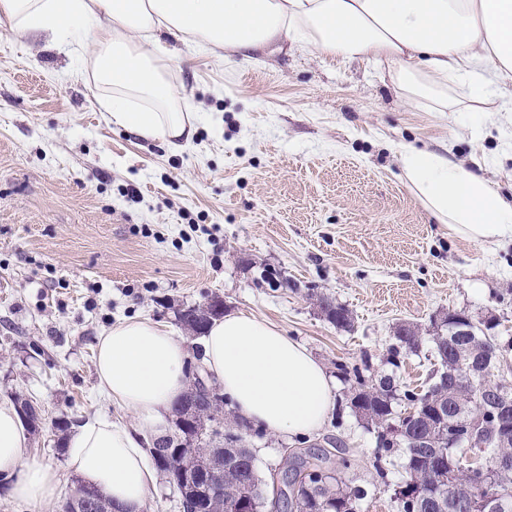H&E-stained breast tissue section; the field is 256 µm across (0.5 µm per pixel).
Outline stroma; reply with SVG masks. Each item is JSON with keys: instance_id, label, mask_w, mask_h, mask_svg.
Segmentation results:
<instances>
[{"instance_id": "stroma-1", "label": "stroma", "mask_w": 512, "mask_h": 512, "mask_svg": "<svg viewBox=\"0 0 512 512\" xmlns=\"http://www.w3.org/2000/svg\"><path fill=\"white\" fill-rule=\"evenodd\" d=\"M171 80L196 115L173 154L115 126L81 52L0 25V399H30L48 421L29 460L60 475L56 500L0 512H62L79 487L51 425L106 415L128 420L97 388L99 336L131 318L176 336L185 306L223 296L227 313L283 329L325 366L337 400L315 434L254 436L265 480L284 482L294 451L331 450V468L370 495L357 512H394L404 471L379 477L376 436L349 408L367 384L395 374L423 385L424 356L391 359L393 328H425L451 311L492 319L512 340V241L478 244L433 219L408 186L400 151L449 150L512 201V97L498 113L429 111L399 95L382 60L342 61L280 42L257 58H224L164 40ZM353 313L336 329L309 289Z\"/></svg>"}]
</instances>
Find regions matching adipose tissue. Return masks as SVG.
Instances as JSON below:
<instances>
[{"label": "adipose tissue", "mask_w": 512, "mask_h": 512, "mask_svg": "<svg viewBox=\"0 0 512 512\" xmlns=\"http://www.w3.org/2000/svg\"><path fill=\"white\" fill-rule=\"evenodd\" d=\"M0 23L66 48L90 45L86 76L102 85L109 119L170 151L191 142L196 117L168 78L161 36L210 52L246 56L285 38L343 59L388 63L401 96L448 109V86L469 92L464 109L489 111L512 92V0H0ZM404 177L449 230L484 244L512 239V203L447 155L405 146ZM185 344L159 323L112 325L95 349L98 388L131 414L94 416L65 441L69 470L111 499L142 512L157 485L152 439L188 385ZM203 361L236 414L293 439L320 430L333 406L324 365L275 325L243 313L214 320ZM17 408L0 401V477L29 506L55 499L57 472L29 462Z\"/></svg>", "instance_id": "ef3b65f1"}]
</instances>
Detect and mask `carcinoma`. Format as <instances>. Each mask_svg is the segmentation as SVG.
Listing matches in <instances>:
<instances>
[{
  "mask_svg": "<svg viewBox=\"0 0 512 512\" xmlns=\"http://www.w3.org/2000/svg\"><path fill=\"white\" fill-rule=\"evenodd\" d=\"M311 299L321 313L329 315V322L336 328L352 331L354 317L346 306L325 293H313ZM494 328L488 320L476 322L471 318L463 323L459 336L448 335L446 321L429 336L423 335L414 323H401L394 328L392 357L403 350L416 353L427 342L441 365L433 374L434 382L422 389L401 387L391 375L381 377L371 385L372 392L361 406L367 428L377 433L374 467L379 474H385V465L392 457L398 455L402 460L405 477L397 484L399 491L393 496L396 512H480L483 491L473 484L469 473L466 453L473 451L470 444L485 443L490 454L512 461V442H501L498 438L499 432L509 425V419L490 410L488 387L492 383H484L475 375L472 383L464 385L453 377L460 363L479 371L488 359L493 366L500 361L505 349L489 334ZM397 405L403 406V411L396 412ZM222 410L223 405L212 402L203 391L194 396L191 404H178L174 417L192 418L209 427L220 420ZM390 422L404 429L402 442L396 443L382 434ZM453 423L465 426L469 435L448 440V425ZM251 431V424L232 416L224 426V447L208 441L196 449V460L201 464L215 454L232 459L234 465L224 473V502L232 504L250 497L264 503V512H276L281 506V495L263 494L264 481L254 466L251 450L231 447L238 436L247 437ZM291 471V486L298 487L291 504L297 512H356L358 503L368 496L365 487L348 483L336 470L324 466L321 459L310 462L295 455ZM485 488L512 494V466L495 470ZM179 495L180 512H199L203 507L196 491H181ZM87 512H114V508L96 489L90 496Z\"/></svg>",
  "mask_w": 512,
  "mask_h": 512,
  "instance_id": "1",
  "label": "carcinoma"
}]
</instances>
